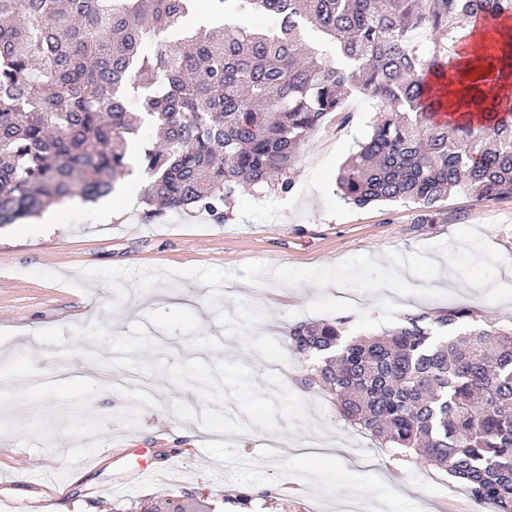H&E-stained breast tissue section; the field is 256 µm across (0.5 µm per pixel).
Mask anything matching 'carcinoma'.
I'll use <instances>...</instances> for the list:
<instances>
[{
  "instance_id": "carcinoma-1",
  "label": "carcinoma",
  "mask_w": 512,
  "mask_h": 512,
  "mask_svg": "<svg viewBox=\"0 0 512 512\" xmlns=\"http://www.w3.org/2000/svg\"><path fill=\"white\" fill-rule=\"evenodd\" d=\"M193 0H0V224L114 192L144 123V214L222 216L243 183L288 193L310 135L353 95L377 104L341 168L349 204L436 207L454 190L512 197V109L437 123L431 81L464 80L460 20H512V0H210L218 26L183 25ZM278 19L253 29L248 14ZM310 27L336 61L305 43ZM428 29L432 38L416 39ZM179 38L170 40V34ZM167 39L165 51L145 52ZM464 308L346 340L345 321L300 323L304 384L397 454L421 457L491 512H512V327Z\"/></svg>"
}]
</instances>
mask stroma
<instances>
[{"instance_id": "stroma-1", "label": "stroma", "mask_w": 512, "mask_h": 512, "mask_svg": "<svg viewBox=\"0 0 512 512\" xmlns=\"http://www.w3.org/2000/svg\"><path fill=\"white\" fill-rule=\"evenodd\" d=\"M351 118L312 133L289 193L238 189L217 222L195 211L144 219L127 202L105 220L77 206L61 224L0 225V512H129L174 500L228 512H466L470 497L419 458L402 460L345 421L319 387L288 330L320 321L307 306L340 287L259 286L234 280L219 307L189 268L235 271L250 262L299 269L357 255L427 249L441 264L444 298L361 293L346 311L347 337L378 334L413 314L467 307L512 325V302L492 303L442 264L434 244L475 228L505 259L512 285V198L453 193L423 211L410 202L346 203L336 178L372 132L376 103L358 95ZM168 267L181 277L150 291L126 282L117 297L85 269ZM245 302L261 323L227 333L217 310ZM152 384L142 395L139 379ZM158 451V474L134 471L128 448Z\"/></svg>"}]
</instances>
